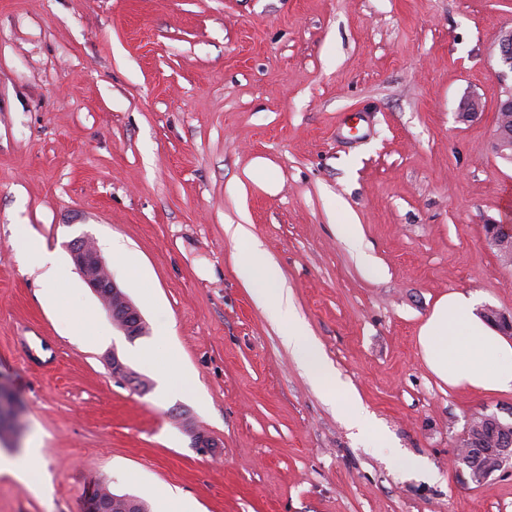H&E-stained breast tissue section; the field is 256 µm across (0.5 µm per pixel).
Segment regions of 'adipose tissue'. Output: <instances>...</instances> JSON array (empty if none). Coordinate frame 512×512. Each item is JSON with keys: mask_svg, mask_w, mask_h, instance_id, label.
Instances as JSON below:
<instances>
[{"mask_svg": "<svg viewBox=\"0 0 512 512\" xmlns=\"http://www.w3.org/2000/svg\"><path fill=\"white\" fill-rule=\"evenodd\" d=\"M226 231L234 242L246 244L238 267L256 302L280 326L289 349L300 355L309 374L321 386H334L336 376L296 312L277 264L245 225L230 224ZM417 340L429 370L449 387L512 392V342L487 326L465 294L453 292L437 300Z\"/></svg>", "mask_w": 512, "mask_h": 512, "instance_id": "obj_1", "label": "adipose tissue"}]
</instances>
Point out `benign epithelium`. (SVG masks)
<instances>
[{
  "mask_svg": "<svg viewBox=\"0 0 512 512\" xmlns=\"http://www.w3.org/2000/svg\"><path fill=\"white\" fill-rule=\"evenodd\" d=\"M499 60L512 70V29L500 32L498 37ZM483 111L479 98L468 97L459 106L458 120L472 122ZM495 150L506 160H512V94L500 101L495 111ZM512 238L511 224L487 225V241L495 247ZM69 252L76 270L102 303L113 324L130 339L145 332V321L140 310L120 289L107 268L100 250L86 236L69 243ZM484 317L498 330L512 335V316L494 309H487Z\"/></svg>",
  "mask_w": 512,
  "mask_h": 512,
  "instance_id": "7a95c632",
  "label": "benign epithelium"
}]
</instances>
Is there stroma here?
Here are the masks:
<instances>
[{
	"mask_svg": "<svg viewBox=\"0 0 512 512\" xmlns=\"http://www.w3.org/2000/svg\"><path fill=\"white\" fill-rule=\"evenodd\" d=\"M510 28L512 0H0V385L17 399L0 456L43 458L30 482L0 473V512H85L95 478L194 512H512V471L456 461L471 417H507L512 393L449 388L417 344L450 292L512 314V264L486 241L512 224L494 150ZM470 95L483 112L459 122ZM257 156L280 191L232 192ZM228 224L269 252L374 434L284 345ZM84 235L145 335L122 336L76 270ZM30 237L60 273L24 264Z\"/></svg>",
	"mask_w": 512,
	"mask_h": 512,
	"instance_id": "1",
	"label": "stroma"
}]
</instances>
